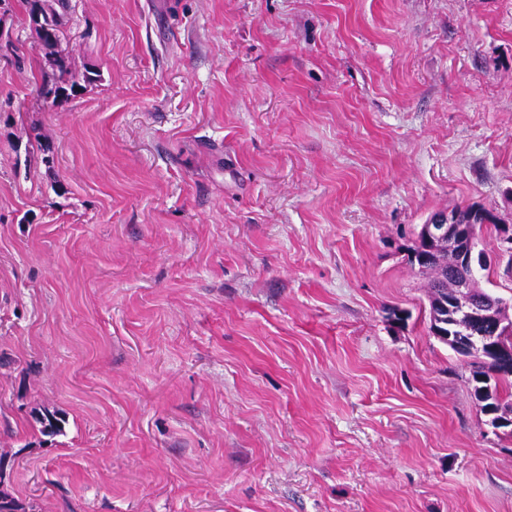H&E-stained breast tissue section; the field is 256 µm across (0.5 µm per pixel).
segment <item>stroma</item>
Segmentation results:
<instances>
[{"label":"stroma","mask_w":512,"mask_h":512,"mask_svg":"<svg viewBox=\"0 0 512 512\" xmlns=\"http://www.w3.org/2000/svg\"><path fill=\"white\" fill-rule=\"evenodd\" d=\"M0 26V478L28 512H512L430 331L433 214L512 225V0H68ZM53 413L62 429L43 435ZM47 1L22 0L33 37L49 50L40 66L38 96L45 103L58 107L79 96L99 75L93 68H85L81 74L72 71L68 35L61 28L59 13L46 4Z\"/></svg>","instance_id":"35a3bbf8"}]
</instances>
